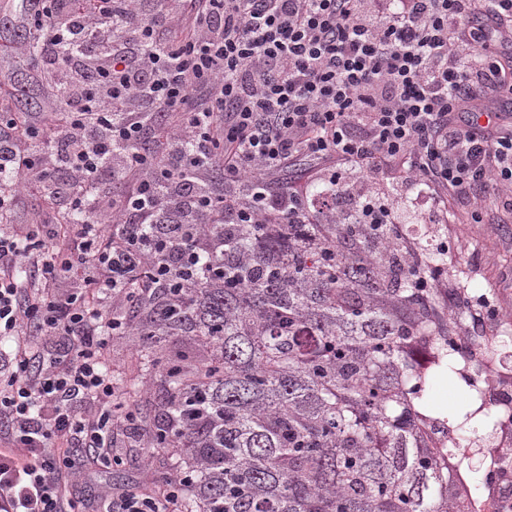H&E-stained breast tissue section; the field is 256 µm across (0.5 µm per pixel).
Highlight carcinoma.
<instances>
[{
	"label": "carcinoma",
	"mask_w": 512,
	"mask_h": 512,
	"mask_svg": "<svg viewBox=\"0 0 512 512\" xmlns=\"http://www.w3.org/2000/svg\"><path fill=\"white\" fill-rule=\"evenodd\" d=\"M34 112V86L16 99ZM389 228L214 224L224 239L164 320L145 321L143 371L162 389L154 443L190 472L185 512H467L448 489L415 349L447 336L448 272L378 246ZM172 337L182 349H168Z\"/></svg>",
	"instance_id": "obj_1"
}]
</instances>
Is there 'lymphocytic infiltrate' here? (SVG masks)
<instances>
[{
    "label": "lymphocytic infiltrate",
    "mask_w": 512,
    "mask_h": 512,
    "mask_svg": "<svg viewBox=\"0 0 512 512\" xmlns=\"http://www.w3.org/2000/svg\"><path fill=\"white\" fill-rule=\"evenodd\" d=\"M38 22L41 63L82 68L53 122L0 119V512H182V470L72 492L133 418L106 345L201 278L207 225L339 223L274 174L313 162L364 224L395 221L383 178L512 213V113L485 103L512 94V0H42ZM215 160L227 190L194 197ZM106 172L133 186L101 210ZM34 187L81 223H13Z\"/></svg>",
    "instance_id": "1"
}]
</instances>
